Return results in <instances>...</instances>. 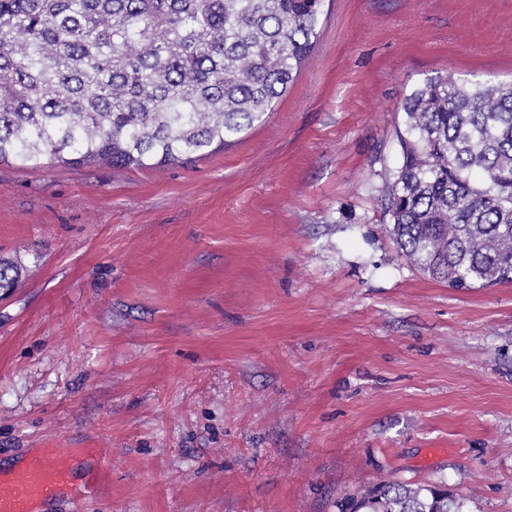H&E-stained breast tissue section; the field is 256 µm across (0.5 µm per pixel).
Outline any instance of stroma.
<instances>
[{"label":"stroma","mask_w":512,"mask_h":512,"mask_svg":"<svg viewBox=\"0 0 512 512\" xmlns=\"http://www.w3.org/2000/svg\"><path fill=\"white\" fill-rule=\"evenodd\" d=\"M438 75L512 80V0H328L224 148L0 165V468L98 460L80 512H340L385 479L512 512V283L423 275L381 210Z\"/></svg>","instance_id":"stroma-1"}]
</instances>
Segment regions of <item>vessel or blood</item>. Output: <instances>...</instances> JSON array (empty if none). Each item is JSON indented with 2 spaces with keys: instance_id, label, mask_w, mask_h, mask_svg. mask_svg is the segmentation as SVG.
<instances>
[{
  "instance_id": "obj_1",
  "label": "vessel or blood",
  "mask_w": 512,
  "mask_h": 512,
  "mask_svg": "<svg viewBox=\"0 0 512 512\" xmlns=\"http://www.w3.org/2000/svg\"><path fill=\"white\" fill-rule=\"evenodd\" d=\"M97 493L96 484L76 486L75 473L60 452L34 457L22 469L0 473V512H35L36 505L45 501L61 497L81 501Z\"/></svg>"
}]
</instances>
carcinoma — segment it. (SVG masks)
<instances>
[{
	"label": "carcinoma",
	"instance_id": "cac0c4a2",
	"mask_svg": "<svg viewBox=\"0 0 512 512\" xmlns=\"http://www.w3.org/2000/svg\"><path fill=\"white\" fill-rule=\"evenodd\" d=\"M326 0H0V164L163 167L269 112ZM383 213L450 288L512 282V81L437 76L406 95ZM351 512H463L438 485L381 484Z\"/></svg>",
	"mask_w": 512,
	"mask_h": 512
}]
</instances>
